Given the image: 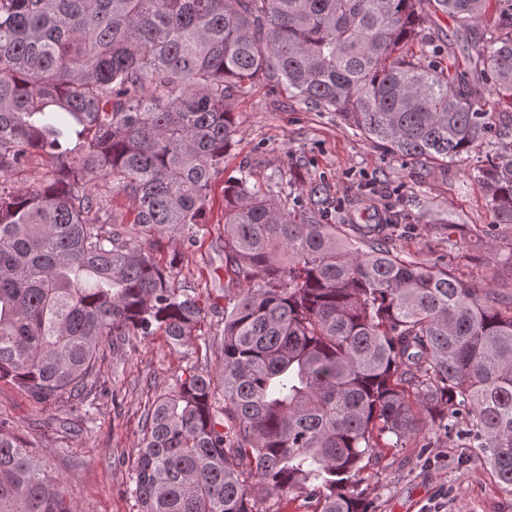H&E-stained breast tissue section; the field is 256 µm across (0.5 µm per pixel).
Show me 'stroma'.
Wrapping results in <instances>:
<instances>
[{"mask_svg": "<svg viewBox=\"0 0 512 512\" xmlns=\"http://www.w3.org/2000/svg\"><path fill=\"white\" fill-rule=\"evenodd\" d=\"M233 105L235 134L213 184L208 222L195 243L166 242L161 250L162 258H176L177 281L190 282L212 304L200 328L210 344L220 345L224 308L239 293L224 268V186L244 170L260 184L278 178L277 200L291 211L309 207L312 186L322 185L340 224H380L389 210H408L414 223L390 229L406 258L512 294V224L497 223L477 182L481 153L430 168L362 137L336 113L313 110L266 84ZM102 352L105 392L88 421L66 406L36 404L5 380L0 419L18 424L48 471L63 478L77 512H138L127 477L149 401L187 363L212 371L218 360L202 350L186 359L161 335L119 347L107 340ZM363 477L360 489L373 512H512V493L452 434L422 432L401 447L379 449Z\"/></svg>", "mask_w": 512, "mask_h": 512, "instance_id": "obj_1", "label": "stroma"}]
</instances>
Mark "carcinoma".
Listing matches in <instances>:
<instances>
[{"label":"carcinoma","mask_w":512,"mask_h":512,"mask_svg":"<svg viewBox=\"0 0 512 512\" xmlns=\"http://www.w3.org/2000/svg\"><path fill=\"white\" fill-rule=\"evenodd\" d=\"M432 14L461 36L483 23L474 52L432 33L402 52ZM257 81L422 165L485 147L477 180L512 224V155L494 147L512 115L480 108L489 91L512 109V0H0V380L88 415L102 337L192 350L207 308L154 251L203 230L231 100ZM36 154L43 181L8 186ZM311 193L292 213L246 174L224 188L240 295L220 369L187 366L143 415L139 512H259L288 493L371 512L359 485L376 449L461 418L512 493V296L402 257L383 232L411 213L361 224L351 243L323 187ZM0 512H77L7 420Z\"/></svg>","instance_id":"1"}]
</instances>
